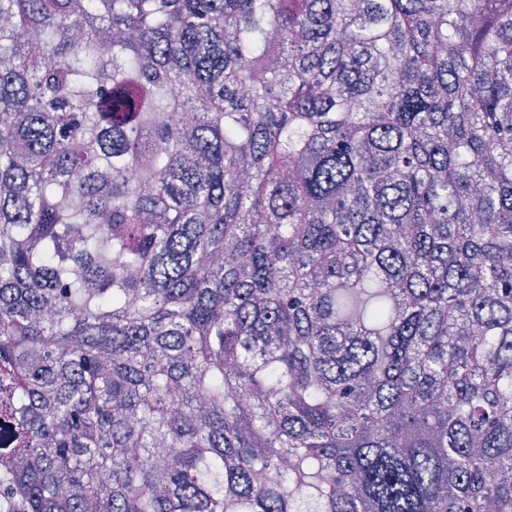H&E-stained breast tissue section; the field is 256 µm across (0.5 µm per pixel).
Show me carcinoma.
I'll return each mask as SVG.
<instances>
[{"instance_id":"carcinoma-1","label":"carcinoma","mask_w":512,"mask_h":512,"mask_svg":"<svg viewBox=\"0 0 512 512\" xmlns=\"http://www.w3.org/2000/svg\"><path fill=\"white\" fill-rule=\"evenodd\" d=\"M0 512H512V0H0Z\"/></svg>"}]
</instances>
